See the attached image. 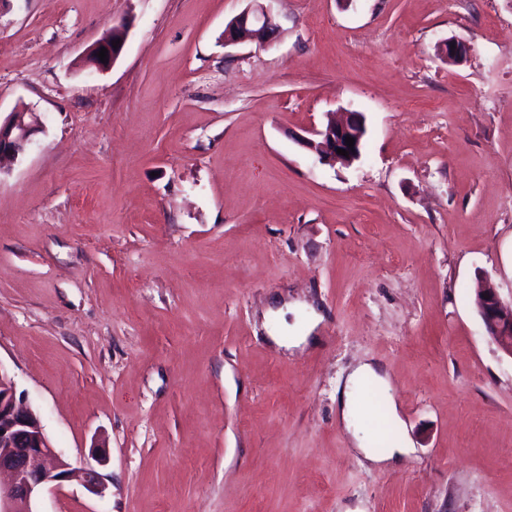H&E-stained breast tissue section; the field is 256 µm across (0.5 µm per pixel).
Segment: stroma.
Segmentation results:
<instances>
[{
    "instance_id": "1",
    "label": "stroma",
    "mask_w": 512,
    "mask_h": 512,
    "mask_svg": "<svg viewBox=\"0 0 512 512\" xmlns=\"http://www.w3.org/2000/svg\"><path fill=\"white\" fill-rule=\"evenodd\" d=\"M247 5L0 0V115L45 124L0 175V365L73 465L110 454L39 512H512V358L472 304L512 298V0H268L277 38L225 45ZM346 112L360 159L320 163L298 136ZM366 359L403 461L338 418ZM114 37L112 36V33L107 36L106 38L102 39L101 41L95 43L86 53L85 55V63L88 67L95 68L97 70H104L107 67H109L120 55L124 41H125V27L121 24L117 27L113 28ZM117 39H120V43L118 44L117 48H113L112 41H116ZM101 47H104L108 50V62L107 64H104L100 61L98 57V52L100 51Z\"/></svg>"
}]
</instances>
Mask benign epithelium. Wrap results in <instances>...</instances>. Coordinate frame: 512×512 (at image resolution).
Returning <instances> with one entry per match:
<instances>
[{
    "instance_id": "1",
    "label": "benign epithelium",
    "mask_w": 512,
    "mask_h": 512,
    "mask_svg": "<svg viewBox=\"0 0 512 512\" xmlns=\"http://www.w3.org/2000/svg\"><path fill=\"white\" fill-rule=\"evenodd\" d=\"M278 30L274 17L260 0L235 17L224 27V45L256 42L264 44L272 40ZM109 35L95 43L85 55L87 66L104 70L120 55L125 41V27L113 28ZM120 40L118 47L112 42ZM108 50V63L98 57L101 48ZM437 54L443 60L457 63L467 54V46L453 39L441 41ZM365 122L361 114L349 112L344 120H330L321 129L311 132V137L299 136L297 141L311 149L320 161L328 164L350 165L361 157L363 147L362 128ZM43 129L40 113L24 107L9 113L0 121V161L18 159L23 154L34 132ZM355 139L348 147L345 138ZM344 149L348 156L337 154ZM475 306L489 339L506 355L512 357V308L502 301L497 288L484 279L475 290ZM91 456L96 465L77 467L72 465L55 448L37 414L17 396L16 388L8 371L0 365V512H38L37 499L46 489H57L66 482L76 481L89 494L101 496L106 484L102 469L109 461L107 447L92 448Z\"/></svg>"
}]
</instances>
